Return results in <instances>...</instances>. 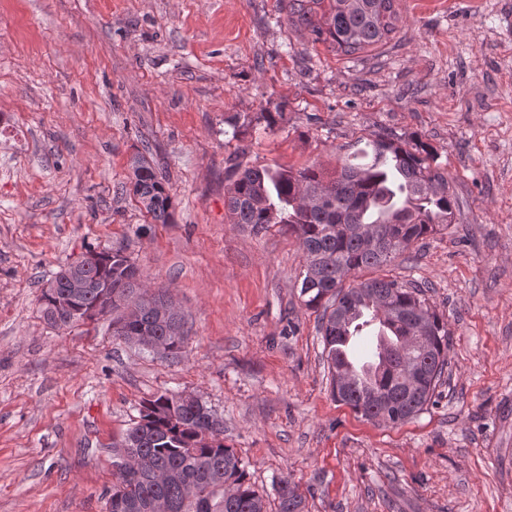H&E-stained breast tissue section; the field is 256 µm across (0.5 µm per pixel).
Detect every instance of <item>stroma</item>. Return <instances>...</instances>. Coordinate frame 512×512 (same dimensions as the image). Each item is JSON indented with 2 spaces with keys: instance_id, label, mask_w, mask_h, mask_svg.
Masks as SVG:
<instances>
[{
  "instance_id": "1",
  "label": "stroma",
  "mask_w": 512,
  "mask_h": 512,
  "mask_svg": "<svg viewBox=\"0 0 512 512\" xmlns=\"http://www.w3.org/2000/svg\"><path fill=\"white\" fill-rule=\"evenodd\" d=\"M394 9L387 44L343 55L287 0H0V512H105L113 443L170 392L307 512H512V0ZM372 134L429 146L456 198L449 228L351 275L428 284L448 322L445 380L397 426L332 397L296 236L224 208L230 156L330 174ZM138 153L166 177L169 223L131 192ZM115 250L184 314L178 356L108 315L43 318L61 266Z\"/></svg>"
}]
</instances>
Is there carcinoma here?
Returning <instances> with one entry per match:
<instances>
[{
  "label": "carcinoma",
  "instance_id": "cac0c4a2",
  "mask_svg": "<svg viewBox=\"0 0 512 512\" xmlns=\"http://www.w3.org/2000/svg\"><path fill=\"white\" fill-rule=\"evenodd\" d=\"M324 0H288L289 21L309 27L315 40L338 53L352 54L384 43L395 31L393 0H329V10L314 19ZM425 149L389 135H376L341 159L336 175L311 165L293 170L244 166L229 160L224 206L229 223L259 234L272 224L295 233L305 255L299 296L309 309L322 310L318 333L322 357L336 401L366 419L399 425L424 410L448 366V323L432 309L424 290L394 279L374 278L343 287L352 273L390 263L411 244L450 226L455 198L448 176L428 162ZM133 195L157 224L171 217L166 179L143 155L130 162ZM100 264L87 270L99 284H112L135 311L120 316L129 334L146 333L167 343V354L182 349L188 329L181 312L159 316L155 305L166 291L136 294L139 269L121 251L99 253ZM41 312L54 327L92 317L97 294L75 299L67 315L56 297L42 289ZM378 312L394 333L386 346V365L366 388H356L336 343L355 331L362 310ZM423 371L414 388L407 375ZM212 410L191 406L175 393L143 402L139 419L112 444L116 482L106 503L112 512H151L165 501L168 512H268L265 496L247 478L243 461L224 445V429L207 431ZM276 512H305V500L288 478L274 487Z\"/></svg>",
  "mask_w": 512,
  "mask_h": 512
}]
</instances>
